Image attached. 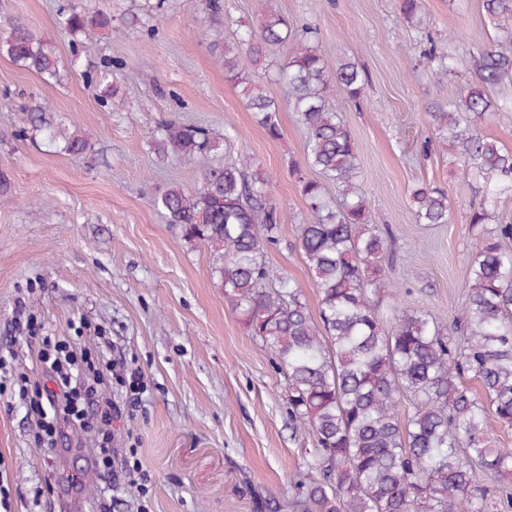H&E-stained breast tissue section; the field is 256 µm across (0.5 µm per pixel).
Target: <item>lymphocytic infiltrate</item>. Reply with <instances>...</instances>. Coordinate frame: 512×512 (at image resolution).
<instances>
[{"instance_id":"1","label":"lymphocytic infiltrate","mask_w":512,"mask_h":512,"mask_svg":"<svg viewBox=\"0 0 512 512\" xmlns=\"http://www.w3.org/2000/svg\"><path fill=\"white\" fill-rule=\"evenodd\" d=\"M28 346L37 350L42 380L17 373L19 395L27 405L32 439L46 458H55L58 444L77 434L99 442L95 471L102 494L95 512H112V494L123 486L146 493V478L131 466L122 449L113 447L111 425L122 416H133L143 391L139 370L114 355L109 340L94 336L91 344L74 347L44 336L33 316L18 325Z\"/></svg>"}]
</instances>
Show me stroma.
Wrapping results in <instances>:
<instances>
[{
  "label": "stroma",
  "instance_id": "35a3bbf8",
  "mask_svg": "<svg viewBox=\"0 0 512 512\" xmlns=\"http://www.w3.org/2000/svg\"><path fill=\"white\" fill-rule=\"evenodd\" d=\"M277 4L290 20L316 27L329 59L351 60L367 74L360 102L335 86L329 102L357 144L370 213L390 231L393 256L384 269L400 286V304L449 322L463 318L467 256L489 230L468 221L483 182L464 172L452 143L435 138L426 107L455 99L474 80V59L497 34L483 0H421L418 29L398 0ZM263 6L226 0L213 15L200 0H0V30L21 23L52 40L63 68L61 80L47 84L0 58V173L12 186L0 195V353L13 348L31 379L40 377L39 361L12 329L21 306L48 335L74 346L103 329L142 369L144 402L112 432L118 447L135 445L151 476L147 512H257L261 500L287 502L314 455L311 437L289 419L274 355L226 302L206 247L185 240L152 205L169 186L194 190L203 181L195 164L158 152L162 125H200L218 139L235 128L213 161L245 154L271 176L281 233L265 259L318 314V290L297 242L306 214L297 177L316 172L305 163L306 128L276 79L286 53L271 48L253 74L281 102L279 138L265 133L240 87L224 79L225 39L258 27ZM147 7L153 34L125 26ZM72 10L112 19L111 34L80 36L74 69L71 37L59 26ZM425 31L455 55L454 75L419 62ZM106 57L123 62L108 75L123 92L109 109L86 78ZM36 101L86 137L92 154L78 159L23 132L22 110ZM422 184L447 190L448 223H417L410 191ZM92 459L90 445L74 441L46 460L16 385L0 382V512H88L98 491Z\"/></svg>",
  "mask_w": 512,
  "mask_h": 512
}]
</instances>
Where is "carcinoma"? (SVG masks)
<instances>
[{
	"label": "carcinoma",
	"mask_w": 512,
	"mask_h": 512,
	"mask_svg": "<svg viewBox=\"0 0 512 512\" xmlns=\"http://www.w3.org/2000/svg\"><path fill=\"white\" fill-rule=\"evenodd\" d=\"M484 8L501 36L474 60L477 79L456 99L428 108L435 135L451 138L468 173L486 181L469 223L494 225L468 256L466 313L459 325L396 302L397 287L381 264L389 232L370 218L357 187V144L327 100L332 85L359 100L363 70L350 60L328 61L316 31L297 33L274 0H266L258 30L240 29L224 42V78L242 88L247 109L277 138L280 106L255 83L252 70L266 47H289L277 80L307 128L306 165L321 175L298 174L307 212L298 245L319 293V318L299 287L264 260L281 230L269 198L271 178L249 172L247 156L212 167L219 141L202 126L172 121L162 129L164 156L199 166L204 181L194 191L172 185L153 204L185 239L207 246L225 300L286 377L294 428L314 438L313 463L298 483L291 512H490L479 475L512 478V448L498 446L495 429L512 426V252L504 247L512 224H495L498 200L512 194V153L480 130L485 117L512 112V91L501 89L512 75V0H484ZM60 25L76 36L110 29L112 19L72 11ZM0 57L47 83L60 79L53 42L23 25L0 34ZM421 57L440 75L454 71L455 57L428 34ZM121 67V59L107 58L90 78L101 85L104 108L120 93L105 75ZM23 121L73 157L92 152L88 140L54 122L43 103L27 107ZM329 185L337 198L328 196ZM410 197L418 223H448L444 189L422 185ZM408 396L416 403L404 417L400 405Z\"/></svg>",
	"instance_id": "carcinoma-1"
}]
</instances>
